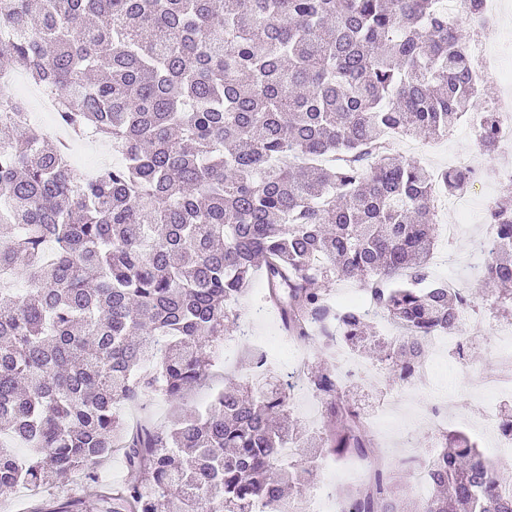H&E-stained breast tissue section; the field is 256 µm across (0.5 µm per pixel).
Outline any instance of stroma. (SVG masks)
Returning a JSON list of instances; mask_svg holds the SVG:
<instances>
[{"instance_id":"1","label":"stroma","mask_w":512,"mask_h":512,"mask_svg":"<svg viewBox=\"0 0 512 512\" xmlns=\"http://www.w3.org/2000/svg\"><path fill=\"white\" fill-rule=\"evenodd\" d=\"M394 151L407 158L420 159L433 168H443L450 163L460 166L475 160L482 161L486 168L480 180L472 182L462 195L468 203L467 210L449 208L440 211L439 225H460L462 235L453 245L449 244L447 238H440L439 252H447L452 246L459 251H467L470 240L485 235L487 231L488 208L502 198L512 197V179H499L493 174L494 169L505 166V159L498 153L482 154L467 121H460L448 135L436 139L395 141ZM432 274L436 279L475 294L476 308L467 313L462 325V333L469 336V343L465 344L462 353L448 352L439 371L425 383L399 380L390 371H379V363L372 357H363V374L352 385L351 398L373 407L391 391H400L405 398V409L397 419L401 427L411 425L412 413L416 408L439 401L444 396L450 399L448 419L452 422L466 409L491 407L499 412L507 407L512 409V392L490 402L472 385L474 376H493L498 372L500 345L497 329L512 323V305L495 303L493 295L466 268L442 266L433 269ZM264 289L262 276H255L250 294L238 306V328L226 331L218 344L219 350L223 352L222 361L212 368L200 384L176 402L153 396L141 407L122 406L119 410L121 418L133 426L147 417L155 425L162 426L174 416L205 405L211 395L223 389L228 382H244V354L255 349L257 337L277 336L281 333L277 312L265 305ZM376 443L378 451L370 459L371 466L384 467L400 496L405 501H412L416 496L413 486L417 469L402 456L397 434L390 432L379 436ZM101 477L102 481L98 484L73 479L47 487L36 496L23 489L18 490L0 500V512H44L45 508L69 497L80 499L81 512H100L102 483L118 485L127 478L121 451H113L101 471Z\"/></svg>"}]
</instances>
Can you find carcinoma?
Instances as JSON below:
<instances>
[{"instance_id": "cac0c4a2", "label": "carcinoma", "mask_w": 512, "mask_h": 512, "mask_svg": "<svg viewBox=\"0 0 512 512\" xmlns=\"http://www.w3.org/2000/svg\"><path fill=\"white\" fill-rule=\"evenodd\" d=\"M1 27L16 35L0 70L52 88L59 122L122 159L81 178L0 93V129L15 131L0 140V496L93 481L118 447L129 480L103 512H288L319 457L369 456L332 368L306 365L333 427L289 461L290 397L255 375L257 351L247 382L164 429H130L116 408L204 379L257 270L290 337L334 321L351 352L373 318L328 300L338 281L363 288L400 330L381 361L402 381L460 327L475 296L432 279V197L474 175L390 148L447 135L479 93L437 0H0ZM498 139L488 112L480 144ZM488 223L501 245L479 282L512 301V202ZM426 474L411 510L376 471L346 512H512V481L461 431Z\"/></svg>"}]
</instances>
